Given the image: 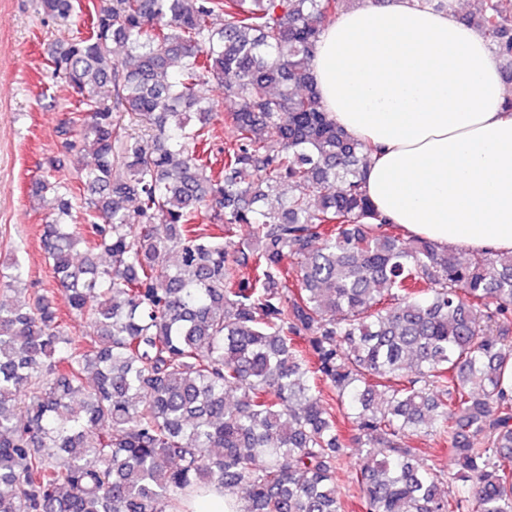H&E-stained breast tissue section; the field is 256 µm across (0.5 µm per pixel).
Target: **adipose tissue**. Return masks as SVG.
Instances as JSON below:
<instances>
[{
    "label": "adipose tissue",
    "mask_w": 512,
    "mask_h": 512,
    "mask_svg": "<svg viewBox=\"0 0 512 512\" xmlns=\"http://www.w3.org/2000/svg\"><path fill=\"white\" fill-rule=\"evenodd\" d=\"M418 0H358L310 59L322 105L371 150L363 189L406 232L512 251V90L484 34Z\"/></svg>",
    "instance_id": "obj_1"
}]
</instances>
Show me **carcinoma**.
<instances>
[{
	"instance_id": "cac0c4a2",
	"label": "carcinoma",
	"mask_w": 512,
	"mask_h": 512,
	"mask_svg": "<svg viewBox=\"0 0 512 512\" xmlns=\"http://www.w3.org/2000/svg\"><path fill=\"white\" fill-rule=\"evenodd\" d=\"M349 2L40 0L87 15L50 58L74 97L57 133L94 158L83 216L59 160L35 180L87 330L27 302L22 265L0 271L17 294L0 301V512H180L201 487L243 512H342L350 448L366 512H512V252L464 259L367 222L368 147L309 69ZM466 22L511 70L512 0ZM421 435L448 439L453 470Z\"/></svg>"
}]
</instances>
